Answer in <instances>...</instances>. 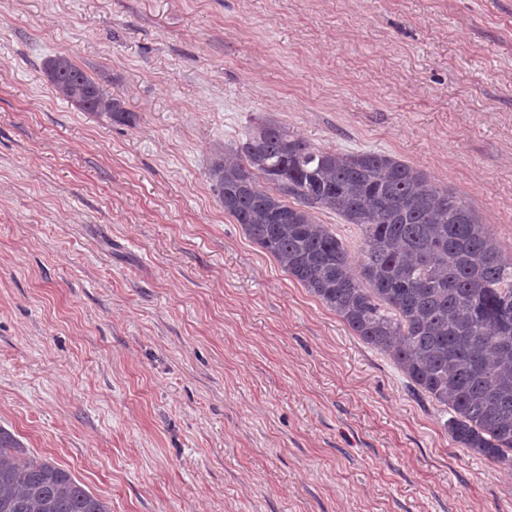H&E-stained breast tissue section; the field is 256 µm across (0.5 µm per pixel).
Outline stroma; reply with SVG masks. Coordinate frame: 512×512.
<instances>
[{"label": "stroma", "mask_w": 512, "mask_h": 512, "mask_svg": "<svg viewBox=\"0 0 512 512\" xmlns=\"http://www.w3.org/2000/svg\"><path fill=\"white\" fill-rule=\"evenodd\" d=\"M68 54L134 120L80 111ZM279 124L395 156L512 254V0H0V428L112 512H512V469L225 214Z\"/></svg>", "instance_id": "35a3bbf8"}]
</instances>
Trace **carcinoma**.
<instances>
[{
	"label": "carcinoma",
	"mask_w": 512,
	"mask_h": 512,
	"mask_svg": "<svg viewBox=\"0 0 512 512\" xmlns=\"http://www.w3.org/2000/svg\"><path fill=\"white\" fill-rule=\"evenodd\" d=\"M44 71L81 111L131 120L71 56ZM209 177L251 239L444 407L455 441L512 467V256L460 195L392 155L316 148L277 124L218 153ZM327 211L362 227L357 258L315 220ZM0 512L111 508L0 428Z\"/></svg>",
	"instance_id": "cac0c4a2"
}]
</instances>
